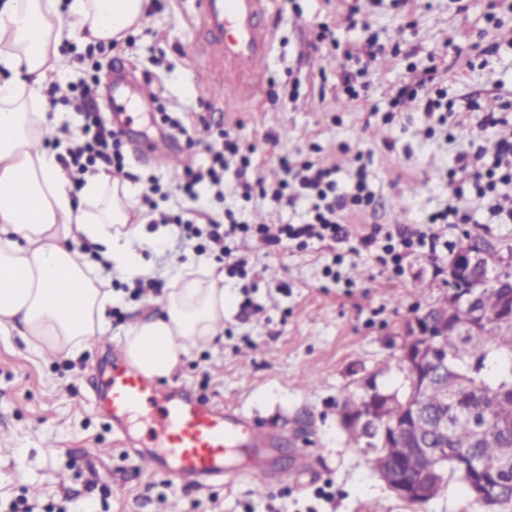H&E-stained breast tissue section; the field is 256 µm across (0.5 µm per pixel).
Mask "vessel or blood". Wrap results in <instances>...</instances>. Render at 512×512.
I'll return each instance as SVG.
<instances>
[{
    "label": "vessel or blood",
    "instance_id": "obj_1",
    "mask_svg": "<svg viewBox=\"0 0 512 512\" xmlns=\"http://www.w3.org/2000/svg\"><path fill=\"white\" fill-rule=\"evenodd\" d=\"M268 0H196L208 35L200 40L202 60L224 62V99L238 102L251 96L265 74L271 31L259 25ZM112 93L123 106L147 105L153 92L147 82H113ZM105 411L112 426L127 431L129 415L151 406L160 419V441L137 439L130 450L136 463L181 485L194 481L205 488L243 472L263 471L262 456L279 443L278 433L229 408H220L181 391L160 396L157 383L130 367L120 350L112 352L106 384Z\"/></svg>",
    "mask_w": 512,
    "mask_h": 512
}]
</instances>
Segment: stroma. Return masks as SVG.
<instances>
[{
    "label": "stroma",
    "instance_id": "obj_1",
    "mask_svg": "<svg viewBox=\"0 0 512 512\" xmlns=\"http://www.w3.org/2000/svg\"><path fill=\"white\" fill-rule=\"evenodd\" d=\"M265 23L273 38L264 83L230 107L211 99L207 86L217 71L195 55L193 43L204 35L195 0H152L132 43L91 52L68 45L65 83L80 85L98 64L104 84L97 110L121 133L123 177L143 185L158 176L163 191L154 200L171 214L187 205L176 189L186 167L205 161L189 140L212 129L230 130L252 148L251 181H275L280 158L307 157L336 165L347 191L366 165L373 201L346 217L348 240L307 249L293 241L240 243L245 266L224 271L223 339L192 349L172 373L194 394L282 433L272 485L240 476L200 490L135 468L124 436L92 401L112 363L105 348L39 357L19 337L0 336V512H17L22 503L30 512H412L380 480L368 449L351 440L342 405L360 398L369 378L380 389L404 391L408 325L446 296L448 262L462 243L489 242L499 270L512 257V223H498L472 187L460 191L448 181L459 152L480 147L472 167L482 169L512 132V0H271ZM324 26L330 36L322 40ZM368 34L382 49L361 90L378 106L375 114L348 103L342 84L343 72L356 68L346 51L362 48ZM430 66L455 104L447 132L429 134L432 121L416 100L385 121L391 94L410 72ZM128 73L150 83L185 133L150 107L113 111L108 79ZM497 100L509 108L494 126L485 117ZM149 142L181 164L145 159L138 146ZM447 205L463 223L431 225L437 249L407 252L401 273L358 248L371 225L412 231L424 214ZM195 207L215 221L231 210L275 229L307 221L312 203L276 205L257 192L244 199L230 171L223 198L204 191ZM190 258L207 264L219 255L206 238L186 239L170 224L148 255L146 293L136 295L135 280H111L121 297L110 313L113 343L153 310Z\"/></svg>",
    "mask_w": 512,
    "mask_h": 512
}]
</instances>
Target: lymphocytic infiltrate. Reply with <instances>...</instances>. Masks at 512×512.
Wrapping results in <instances>:
<instances>
[{
	"instance_id": "f902f5d3",
	"label": "lymphocytic infiltrate",
	"mask_w": 512,
	"mask_h": 512,
	"mask_svg": "<svg viewBox=\"0 0 512 512\" xmlns=\"http://www.w3.org/2000/svg\"><path fill=\"white\" fill-rule=\"evenodd\" d=\"M423 97L424 110L435 115L438 125H446L447 114L452 105L447 95L435 86L432 71L412 77L410 82L400 87L390 100L391 111H398L404 99ZM208 164L199 169L186 172L182 186L190 199H197L202 187H221L226 171H235L243 180V192H251L252 186L245 176L252 165L249 155L245 154L236 135L229 130H221L214 145L208 146ZM71 164L69 176L74 185H82L86 175L91 174L96 160L110 164L114 173H122L124 156L121 140L116 131L106 128L97 113L85 115V124L69 150ZM282 179L274 185H261L262 196L272 201H281L286 196L314 199V214L302 224H285L278 231H271L266 224H245L236 219L227 223H211L208 237L219 246L224 257H232L236 240L248 236L269 237L272 244L278 245L286 240H298L308 245L337 239L345 231L344 217L361 213L370 203L372 194L368 189L364 173H356L353 192L341 191L336 181V170L332 167L316 165L307 159H281ZM470 173L473 187L478 197L493 196L492 210L495 214L506 215L512 220V195L503 193L502 188L512 185V135L503 137L498 146L495 161L486 172H470L468 153H459L454 166L449 170V179L463 173Z\"/></svg>"
}]
</instances>
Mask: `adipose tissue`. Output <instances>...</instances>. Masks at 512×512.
I'll return each mask as SVG.
<instances>
[{
  "instance_id": "obj_1",
  "label": "adipose tissue",
  "mask_w": 512,
  "mask_h": 512,
  "mask_svg": "<svg viewBox=\"0 0 512 512\" xmlns=\"http://www.w3.org/2000/svg\"><path fill=\"white\" fill-rule=\"evenodd\" d=\"M151 0H0V335L22 336L34 354L78 355L110 335L116 300L107 275H148L146 236L135 216L138 187L100 169L73 190L44 147L62 120L43 91L64 77L66 44L123 41ZM91 248L100 266L83 260ZM224 274L185 262L158 311L138 319L123 341L127 361L148 377L169 376L198 345L224 330Z\"/></svg>"
}]
</instances>
